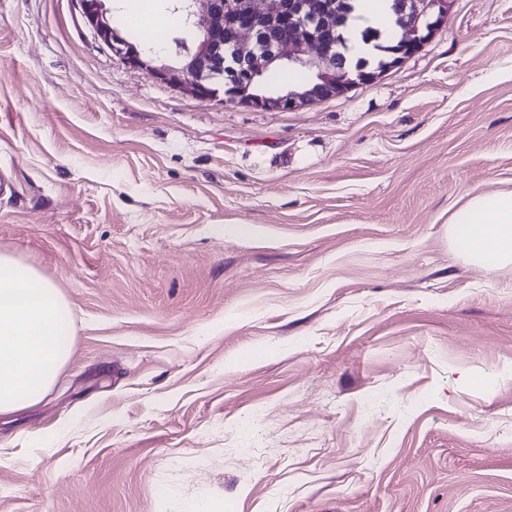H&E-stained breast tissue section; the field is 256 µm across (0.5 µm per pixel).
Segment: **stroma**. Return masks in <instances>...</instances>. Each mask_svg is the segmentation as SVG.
<instances>
[{
	"label": "stroma",
	"mask_w": 512,
	"mask_h": 512,
	"mask_svg": "<svg viewBox=\"0 0 512 512\" xmlns=\"http://www.w3.org/2000/svg\"><path fill=\"white\" fill-rule=\"evenodd\" d=\"M512 0H455L296 112L128 67L76 0H0V252L71 307L0 417V512H512ZM458 226L472 262L485 269L512 264V188L467 195L448 217L452 240Z\"/></svg>",
	"instance_id": "1"
}]
</instances>
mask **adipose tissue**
Returning a JSON list of instances; mask_svg holds the SVG:
<instances>
[{"mask_svg": "<svg viewBox=\"0 0 512 512\" xmlns=\"http://www.w3.org/2000/svg\"><path fill=\"white\" fill-rule=\"evenodd\" d=\"M390 0H355L347 32L357 55L365 27L391 24ZM449 230H462L466 256L494 269L512 264V188L467 195L448 217ZM71 309L49 278L11 254L0 253V416L38 403L69 356Z\"/></svg>", "mask_w": 512, "mask_h": 512, "instance_id": "1", "label": "adipose tissue"}]
</instances>
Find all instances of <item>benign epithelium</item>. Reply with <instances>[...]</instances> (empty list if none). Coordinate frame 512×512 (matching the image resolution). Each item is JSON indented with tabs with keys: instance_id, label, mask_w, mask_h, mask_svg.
<instances>
[{
	"instance_id": "obj_1",
	"label": "benign epithelium",
	"mask_w": 512,
	"mask_h": 512,
	"mask_svg": "<svg viewBox=\"0 0 512 512\" xmlns=\"http://www.w3.org/2000/svg\"><path fill=\"white\" fill-rule=\"evenodd\" d=\"M97 39L126 64L154 80L200 99L216 96L225 54L233 53L242 76L226 100L262 110H302L342 96L381 70L350 72L336 49L338 0H170V12L193 34L194 48L176 64H158L152 53L127 40L114 24L107 0H77ZM453 0H396L404 35L391 50L392 66L417 53L448 21ZM295 69L308 79L287 91L264 82L270 70Z\"/></svg>"
}]
</instances>
